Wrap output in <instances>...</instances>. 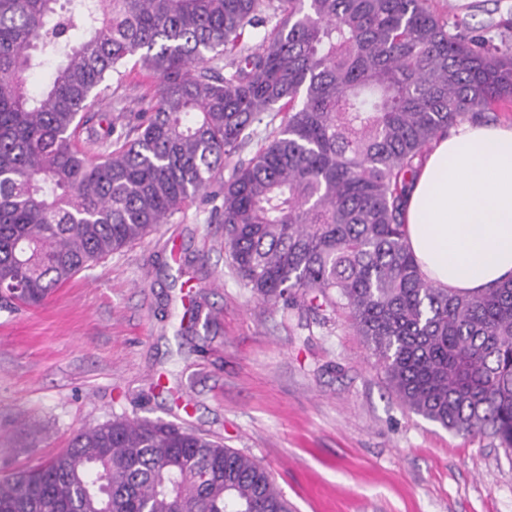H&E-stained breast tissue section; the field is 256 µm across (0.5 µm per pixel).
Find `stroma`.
<instances>
[{
  "mask_svg": "<svg viewBox=\"0 0 512 512\" xmlns=\"http://www.w3.org/2000/svg\"><path fill=\"white\" fill-rule=\"evenodd\" d=\"M434 5L512 27V0ZM146 89L132 74L99 109L139 111ZM209 216L192 205L40 308L0 310V474L125 416L254 457L295 512H512V451L407 409L344 312L308 330L254 296Z\"/></svg>",
  "mask_w": 512,
  "mask_h": 512,
  "instance_id": "1",
  "label": "stroma"
}]
</instances>
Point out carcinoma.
Masks as SVG:
<instances>
[{"mask_svg": "<svg viewBox=\"0 0 512 512\" xmlns=\"http://www.w3.org/2000/svg\"><path fill=\"white\" fill-rule=\"evenodd\" d=\"M58 2L0 0V309L41 307L199 203L254 295L318 325L348 311L410 411L512 449V279L476 295L435 287L402 220L432 144L512 107L498 25L475 30L432 0H74L65 14ZM78 28L89 36L72 45ZM37 52L65 63L33 94ZM136 55L157 84L124 123L96 107ZM260 125L254 155L230 163ZM0 512L291 505L254 458L116 417L0 474Z\"/></svg>", "mask_w": 512, "mask_h": 512, "instance_id": "1", "label": "carcinoma"}]
</instances>
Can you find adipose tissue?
<instances>
[{"mask_svg":"<svg viewBox=\"0 0 512 512\" xmlns=\"http://www.w3.org/2000/svg\"><path fill=\"white\" fill-rule=\"evenodd\" d=\"M407 241L437 287L512 278V126H460L434 144L406 203Z\"/></svg>","mask_w":512,"mask_h":512,"instance_id":"ef3b65f1","label":"adipose tissue"}]
</instances>
